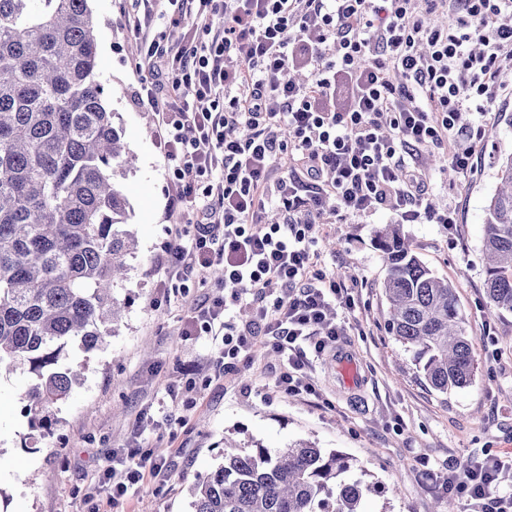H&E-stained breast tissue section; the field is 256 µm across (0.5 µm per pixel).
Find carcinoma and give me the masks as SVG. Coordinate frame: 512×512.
<instances>
[{
	"label": "carcinoma",
	"instance_id": "1",
	"mask_svg": "<svg viewBox=\"0 0 512 512\" xmlns=\"http://www.w3.org/2000/svg\"><path fill=\"white\" fill-rule=\"evenodd\" d=\"M97 22L88 0H0V370L35 378L23 413L50 434L47 413L79 373L68 349L100 350L116 332L118 282L136 257L122 127L96 75ZM484 224L485 297L512 312V153ZM387 332L446 393L475 381L472 343L454 287L410 248L396 224L378 233ZM349 457L309 440L224 447V463L190 488L193 512H363Z\"/></svg>",
	"mask_w": 512,
	"mask_h": 512
}]
</instances>
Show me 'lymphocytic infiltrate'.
<instances>
[{"mask_svg": "<svg viewBox=\"0 0 512 512\" xmlns=\"http://www.w3.org/2000/svg\"><path fill=\"white\" fill-rule=\"evenodd\" d=\"M160 17L172 41H150L149 68L164 71L162 89L143 97L157 116L165 157L205 177L184 184L171 210L196 204L191 229L171 225L173 243L159 259L171 273L220 264L224 297L200 316L224 333L223 357L234 359L261 334L282 358L279 375L294 395L315 391L309 355L335 347L343 329L332 308L352 309L343 281L312 273L310 243L334 200L339 219L389 212L398 224L458 223L456 207H425L441 154L462 176L475 169L490 105L506 93L497 82L512 61V0H166ZM224 13V27L208 20ZM195 15L211 40L181 39ZM447 16L444 24L434 15ZM335 43L336 56L322 47ZM195 131L186 139L185 128ZM289 160L302 180H281ZM283 218L266 222L269 208ZM255 304L250 323L227 320L232 305ZM121 478L108 496L118 505L162 456L140 448L113 453ZM512 463L491 456L468 462L450 487L473 512H512Z\"/></svg>", "mask_w": 512, "mask_h": 512, "instance_id": "lymphocytic-infiltrate-1", "label": "lymphocytic infiltrate"}]
</instances>
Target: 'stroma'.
I'll return each mask as SVG.
<instances>
[{
    "instance_id": "stroma-1",
    "label": "stroma",
    "mask_w": 512,
    "mask_h": 512,
    "mask_svg": "<svg viewBox=\"0 0 512 512\" xmlns=\"http://www.w3.org/2000/svg\"><path fill=\"white\" fill-rule=\"evenodd\" d=\"M90 7L98 22L97 78L136 157L120 184L139 249L120 290L126 308L119 333L93 354L69 352L71 362H85L84 379L58 406L50 436L33 437L22 411L32 376L0 374V512H190L192 483L223 462L228 438L270 448L307 439L342 451L368 471L365 512H448L451 473L490 455L512 458V314L486 306L482 252L497 156L512 149V97L491 105L470 179L442 155L430 159V200L456 205L459 224L401 227L419 259L455 288L477 360L475 383L434 391L411 353L387 334L376 235L391 218L381 211L365 224L325 225L314 245L327 275L350 284L355 305L337 312L339 344L356 354L361 384L344 387L331 352L312 361L315 394L296 396L279 384L282 360L267 337H255L225 365L222 337L184 335L192 309L218 291L203 267L171 279L156 265L169 242V203L179 182L157 143L154 113L136 102L141 84L153 80L128 26L144 5L90 0ZM135 444L164 455L166 466L110 507L103 471L113 452ZM16 465L24 475H12Z\"/></svg>"
}]
</instances>
